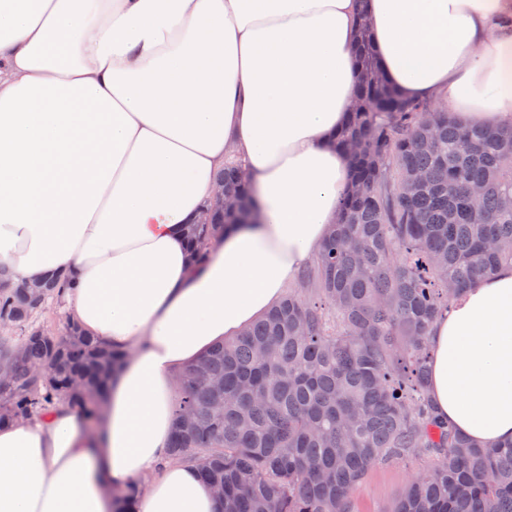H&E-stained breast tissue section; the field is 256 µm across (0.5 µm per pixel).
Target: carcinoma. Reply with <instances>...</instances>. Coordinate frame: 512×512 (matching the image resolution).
<instances>
[{
	"instance_id": "obj_1",
	"label": "carcinoma",
	"mask_w": 512,
	"mask_h": 512,
	"mask_svg": "<svg viewBox=\"0 0 512 512\" xmlns=\"http://www.w3.org/2000/svg\"><path fill=\"white\" fill-rule=\"evenodd\" d=\"M359 78L337 145L353 168L339 224L288 295L242 335L177 379L170 456L223 489L224 512H351L381 461L432 462L395 512H512V441L482 446L453 431L428 392L433 321L470 283L512 264V130L465 126L434 103L406 98L381 67L367 25ZM238 206L190 224L192 262L250 217L237 166L218 176ZM35 301L0 265V425L63 399L101 432L124 355L70 319L65 285L42 279Z\"/></svg>"
}]
</instances>
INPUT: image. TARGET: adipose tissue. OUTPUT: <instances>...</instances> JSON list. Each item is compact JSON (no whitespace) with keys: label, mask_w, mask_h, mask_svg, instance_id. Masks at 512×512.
Returning <instances> with one entry per match:
<instances>
[{"label":"adipose tissue","mask_w":512,"mask_h":512,"mask_svg":"<svg viewBox=\"0 0 512 512\" xmlns=\"http://www.w3.org/2000/svg\"><path fill=\"white\" fill-rule=\"evenodd\" d=\"M369 30L388 77L469 126L512 129V0H0V264L70 279L67 315L124 355L102 434L57 405L0 427V512H221L168 454L175 378L279 303L351 184L333 137ZM255 217L190 261L224 164ZM450 428L512 440V265L433 323Z\"/></svg>","instance_id":"adipose-tissue-1"}]
</instances>
